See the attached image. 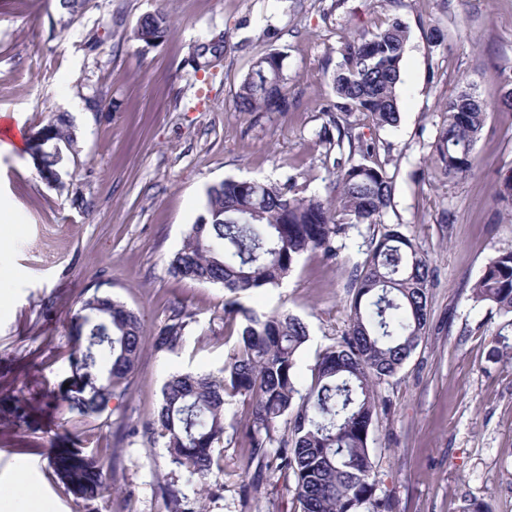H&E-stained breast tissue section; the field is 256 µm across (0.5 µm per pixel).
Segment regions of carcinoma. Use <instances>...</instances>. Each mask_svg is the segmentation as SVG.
I'll return each mask as SVG.
<instances>
[{
	"mask_svg": "<svg viewBox=\"0 0 512 512\" xmlns=\"http://www.w3.org/2000/svg\"><path fill=\"white\" fill-rule=\"evenodd\" d=\"M87 0H59L61 17L72 22ZM163 13L143 16L134 38L159 42L167 29ZM408 30L398 21L345 40L332 74L336 147L348 159L335 161V194L291 195L256 180L227 179L206 191L204 214L192 225L173 255L171 272L179 279L221 285L232 294L275 288L309 252L336 255V240L384 224L393 180L368 142L349 120L354 112L371 117L374 128L399 119L398 87ZM507 91L486 101L467 87L448 100L447 123L432 144L431 158L448 179L474 169V145L489 117L512 110V75H502ZM288 83L284 57L268 52L256 59L240 82L241 112H275ZM38 147L28 146L39 178L65 169L67 152L77 143V128L67 113H51L34 130ZM362 156L358 162L354 155ZM431 264L428 255L396 229L372 235L363 263L352 278L350 323L345 336L319 355L306 389L296 380L297 357L309 339L305 323L288 312L260 313L238 301L224 305V325H240L221 375L176 372L162 387L160 406L143 433L164 439L171 461L197 477L200 491L224 452L230 426L251 460L270 474H292L299 512H391L376 496L374 462L368 436L379 405V382L394 376L418 347L429 321ZM474 302L494 307L501 317L492 353L512 359V250L485 266L472 286ZM69 353L79 383L59 401L83 417L99 413L117 391L127 389L141 355L138 316L110 296L93 293L79 300ZM192 314L169 308L167 323L154 336L158 351L172 352L186 339ZM242 403L245 413L229 414ZM284 428L285 434L276 432ZM50 464L76 498L86 502L112 494V467L77 448L50 449Z\"/></svg>",
	"mask_w": 512,
	"mask_h": 512,
	"instance_id": "carcinoma-1",
	"label": "carcinoma"
}]
</instances>
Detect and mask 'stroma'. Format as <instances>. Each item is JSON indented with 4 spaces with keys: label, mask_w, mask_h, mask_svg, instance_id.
<instances>
[{
    "label": "stroma",
    "mask_w": 512,
    "mask_h": 512,
    "mask_svg": "<svg viewBox=\"0 0 512 512\" xmlns=\"http://www.w3.org/2000/svg\"><path fill=\"white\" fill-rule=\"evenodd\" d=\"M157 11L169 27L148 46L133 31ZM395 17L409 30L400 122L377 131L367 115L354 119L374 135L393 178L387 227L416 241L434 276L426 334L379 386L368 438L376 494L393 512H463L472 502L512 512V363L491 356L499 315L470 298L483 267L512 249V220L495 197L512 172V111L489 115L470 176L447 179L429 160L448 98L468 84L487 100L501 94L500 72L512 68V0H87L69 24L58 0H0V114L22 117L29 131L65 112L78 134L59 188L38 177L24 146L0 152V208L11 218L0 238V407L17 397L31 407L26 422L0 421V512H170L166 485L195 512H297L290 477L265 475L243 498L256 466L234 430L202 496L163 440L128 429L153 416L170 373L218 374L234 345L224 326L229 293L170 271L207 189L257 179L329 196L323 131L338 49ZM270 51L286 57V107L238 111L242 78ZM371 237L350 234L333 258L305 254L280 287L238 297L307 324L301 386L348 328L352 274ZM95 289L139 314L142 353L127 390L84 418L48 397L72 375L70 319ZM177 303L193 315L187 339L156 351L153 338ZM64 445L111 464V501L74 500L46 455ZM15 458L38 464L21 498Z\"/></svg>",
    "instance_id": "stroma-1"
}]
</instances>
